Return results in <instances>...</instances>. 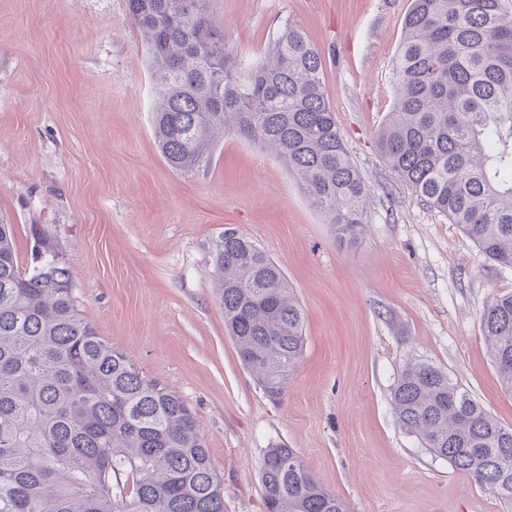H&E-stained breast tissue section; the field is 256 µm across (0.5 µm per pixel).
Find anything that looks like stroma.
<instances>
[{
    "mask_svg": "<svg viewBox=\"0 0 512 512\" xmlns=\"http://www.w3.org/2000/svg\"><path fill=\"white\" fill-rule=\"evenodd\" d=\"M410 4L208 2L245 62L263 60L288 22L324 55L336 126L371 189L349 243L280 160L234 134L192 171L169 166L127 0H0V219L22 267L36 238L52 242L82 316L190 404L224 478V512H263L260 469L276 445L351 512H507L391 405L403 366L423 362L512 426L481 323L489 300L512 293V267L399 181L377 146ZM227 229L274 259L305 311L304 353L277 402L224 326L212 252Z\"/></svg>",
    "mask_w": 512,
    "mask_h": 512,
    "instance_id": "stroma-1",
    "label": "stroma"
}]
</instances>
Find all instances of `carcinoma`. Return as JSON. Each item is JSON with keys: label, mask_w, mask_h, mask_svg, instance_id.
Instances as JSON below:
<instances>
[{"label": "carcinoma", "mask_w": 512, "mask_h": 512, "mask_svg": "<svg viewBox=\"0 0 512 512\" xmlns=\"http://www.w3.org/2000/svg\"><path fill=\"white\" fill-rule=\"evenodd\" d=\"M208 0H127L150 52L153 123L168 164L189 171L233 133L280 159L326 223L357 239L369 186L352 163L325 90L324 59L290 23L246 67ZM378 132L397 177L512 267V4L412 0ZM224 323L264 393L281 399L304 352L305 313L281 268L248 238L214 248ZM21 268L0 221V512H224L196 415L105 341L74 304L72 274L48 242ZM512 396V295L482 314ZM392 407L400 424L512 508V427L448 374L410 362ZM265 512H349L292 448L267 449Z\"/></svg>", "instance_id": "carcinoma-1"}]
</instances>
